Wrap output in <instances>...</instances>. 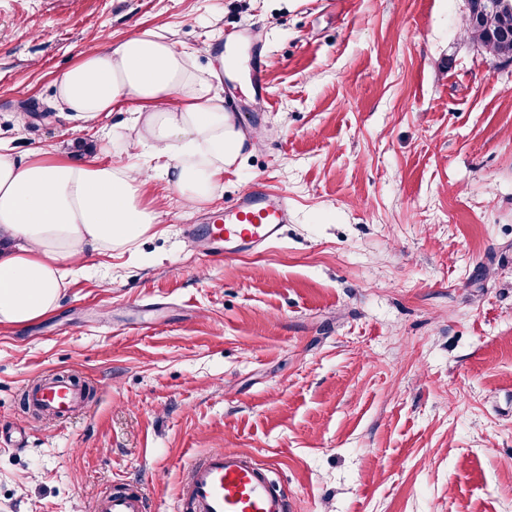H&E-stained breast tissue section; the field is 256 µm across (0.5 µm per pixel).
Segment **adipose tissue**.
Masks as SVG:
<instances>
[{
    "mask_svg": "<svg viewBox=\"0 0 512 512\" xmlns=\"http://www.w3.org/2000/svg\"><path fill=\"white\" fill-rule=\"evenodd\" d=\"M54 102L83 130L135 103L124 157L74 161L0 143V325L19 327L59 307L68 267L90 252L130 249L157 222L150 178L129 162L149 148L162 179L189 206L209 201L250 145L214 83L164 34L95 42L54 83Z\"/></svg>",
    "mask_w": 512,
    "mask_h": 512,
    "instance_id": "1",
    "label": "adipose tissue"
}]
</instances>
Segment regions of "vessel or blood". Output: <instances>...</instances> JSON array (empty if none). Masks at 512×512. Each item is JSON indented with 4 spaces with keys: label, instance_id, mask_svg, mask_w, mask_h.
<instances>
[{
    "label": "vessel or blood",
    "instance_id": "obj_1",
    "mask_svg": "<svg viewBox=\"0 0 512 512\" xmlns=\"http://www.w3.org/2000/svg\"><path fill=\"white\" fill-rule=\"evenodd\" d=\"M249 88L254 97L268 94L267 65L261 55L250 62ZM291 206L285 193L255 184L225 207L223 218L205 232L219 253L233 257L247 246H270L281 237ZM43 411L60 417L75 412L85 401L81 386L58 382L30 393ZM183 496L189 512H288V498L276 485L270 469L253 456L213 449L203 453L184 471ZM93 512H147L140 491H106Z\"/></svg>",
    "mask_w": 512,
    "mask_h": 512
}]
</instances>
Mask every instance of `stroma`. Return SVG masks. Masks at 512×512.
Segmentation results:
<instances>
[{"mask_svg": "<svg viewBox=\"0 0 512 512\" xmlns=\"http://www.w3.org/2000/svg\"><path fill=\"white\" fill-rule=\"evenodd\" d=\"M464 0H0V139L107 160L114 113L73 135L55 79L93 36L158 30L178 49L254 29L225 70L252 146L204 206L153 171L158 224L98 251L59 308L0 326V512H92L110 488L186 512L210 449L271 464L290 512H512V65L466 36ZM31 112L16 126V107ZM255 181L287 194L281 239L228 259L183 235ZM91 407L34 416L46 374ZM23 447H15L18 427ZM249 88L256 98H263L268 95L267 65L265 59L258 53L250 62Z\"/></svg>", "mask_w": 512, "mask_h": 512, "instance_id": "stroma-1", "label": "stroma"}]
</instances>
